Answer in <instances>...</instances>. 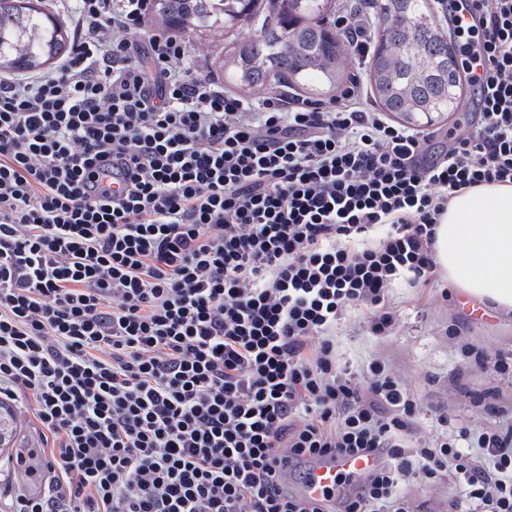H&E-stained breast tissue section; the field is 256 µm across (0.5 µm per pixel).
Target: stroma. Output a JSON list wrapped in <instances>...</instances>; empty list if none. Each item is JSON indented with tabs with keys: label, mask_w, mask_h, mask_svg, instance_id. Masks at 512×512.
<instances>
[{
	"label": "stroma",
	"mask_w": 512,
	"mask_h": 512,
	"mask_svg": "<svg viewBox=\"0 0 512 512\" xmlns=\"http://www.w3.org/2000/svg\"><path fill=\"white\" fill-rule=\"evenodd\" d=\"M247 31L241 22L231 29L187 33L198 71L219 73L229 43ZM461 297L452 287L413 290L399 283L391 291L398 320L390 335H369L359 321L341 324L336 330L337 353L348 371L362 372L376 355L389 361L417 400L424 437L438 434L443 418L485 429L499 422L500 412L512 408V374L496 375L478 363L464 364L462 355L467 344L512 354V315L496 312L488 322L471 321L458 307ZM452 327L457 335H449ZM22 448L37 452L43 448L34 417L20 421L17 447L0 450V512H14L19 492L17 455ZM402 489L413 512H452L447 483L428 484L413 478Z\"/></svg>",
	"instance_id": "35a3bbf8"
}]
</instances>
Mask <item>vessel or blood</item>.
Returning <instances> with one entry per match:
<instances>
[{
    "instance_id": "vessel-or-blood-1",
    "label": "vessel or blood",
    "mask_w": 512,
    "mask_h": 512,
    "mask_svg": "<svg viewBox=\"0 0 512 512\" xmlns=\"http://www.w3.org/2000/svg\"><path fill=\"white\" fill-rule=\"evenodd\" d=\"M380 464L379 456L373 453L328 455L308 468L298 493L307 500L332 499L339 477H348L358 482L373 473Z\"/></svg>"
}]
</instances>
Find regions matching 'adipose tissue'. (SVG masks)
Wrapping results in <instances>:
<instances>
[{"instance_id": "obj_1", "label": "adipose tissue", "mask_w": 512, "mask_h": 512, "mask_svg": "<svg viewBox=\"0 0 512 512\" xmlns=\"http://www.w3.org/2000/svg\"><path fill=\"white\" fill-rule=\"evenodd\" d=\"M435 252L453 288L512 313V185H481L451 198Z\"/></svg>"}]
</instances>
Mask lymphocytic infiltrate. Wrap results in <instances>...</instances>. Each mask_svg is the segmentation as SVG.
<instances>
[{
	"label": "lymphocytic infiltrate",
	"mask_w": 512,
	"mask_h": 512,
	"mask_svg": "<svg viewBox=\"0 0 512 512\" xmlns=\"http://www.w3.org/2000/svg\"><path fill=\"white\" fill-rule=\"evenodd\" d=\"M58 2L71 53L0 78V396L51 436L15 512H411L413 476L512 512V417L419 436L388 363L342 371L332 339L360 310L389 335L394 284L438 281L449 200L512 184V0H450L478 112L436 157L361 80L253 102L181 36L107 38L155 0ZM374 16L336 20L356 64ZM333 452L382 463L332 507L288 491Z\"/></svg>",
	"instance_id": "obj_1"
}]
</instances>
